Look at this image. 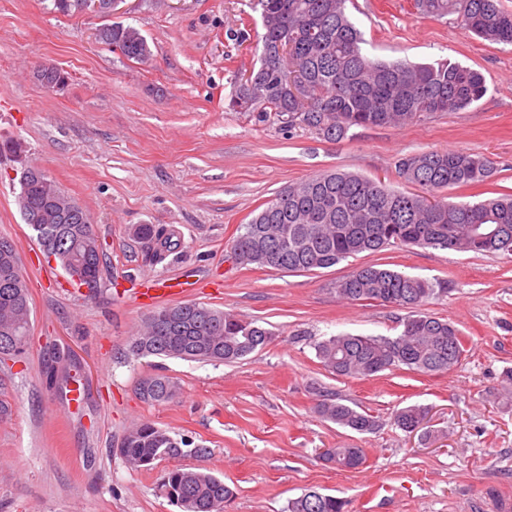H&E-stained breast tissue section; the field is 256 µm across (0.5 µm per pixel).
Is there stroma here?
Returning <instances> with one entry per match:
<instances>
[{
    "label": "stroma",
    "instance_id": "stroma-1",
    "mask_svg": "<svg viewBox=\"0 0 512 512\" xmlns=\"http://www.w3.org/2000/svg\"><path fill=\"white\" fill-rule=\"evenodd\" d=\"M365 51L383 61L448 60L478 70L487 91L461 112L412 124L353 129L326 141L228 103L242 74L258 64L262 24L248 0H125L115 22L137 28L147 63L126 60L96 37L105 20L53 11L52 0H0V237L21 258L32 308L29 348L0 363V512H178L161 495L165 470L201 467L234 491L224 512H287L309 490L367 512L375 486L392 491L374 512H496L512 500V408L494 403L512 367V256L453 249L389 247L317 274L240 266L229 245L256 209L285 184L329 170L350 171L398 189L396 162L429 150L486 156L485 182L451 186L446 197L477 202L512 194V45L493 44L454 17H422L414 0H348ZM68 75L46 89L39 65ZM33 165L88 211L104 252L93 298L59 288L16 201L17 172ZM136 224L176 230L181 245L157 265L133 240ZM447 283L425 313L454 324L467 355L432 376L395 369L365 380L326 371L314 344L338 334L393 336L404 310L339 299L337 280L361 265ZM190 282L186 302L256 321L271 343L233 363L128 356L149 310L132 296L150 279ZM150 374L173 377L179 395L160 405L135 393ZM323 394L374 415L358 434L321 418ZM409 405L428 409L422 439L393 423ZM149 421L209 448L203 458L163 460L136 470L111 447ZM366 449L357 470L321 458L337 446Z\"/></svg>",
    "mask_w": 512,
    "mask_h": 512
}]
</instances>
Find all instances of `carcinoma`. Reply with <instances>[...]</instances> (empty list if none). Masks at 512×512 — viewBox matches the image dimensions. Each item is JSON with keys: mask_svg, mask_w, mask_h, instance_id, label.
Masks as SVG:
<instances>
[{"mask_svg": "<svg viewBox=\"0 0 512 512\" xmlns=\"http://www.w3.org/2000/svg\"><path fill=\"white\" fill-rule=\"evenodd\" d=\"M347 0H252L264 33L259 65L240 79L229 106L238 112L274 117L292 130L302 128L325 140L343 138L354 127L412 123L433 112H460L486 92L482 74L458 63L413 64L375 60L362 48L365 40L350 20ZM421 14L457 22L478 37L512 45V11L499 0H416ZM98 40L128 60L151 56L140 32L120 23L98 29ZM288 47V55L279 47ZM37 77L49 90L65 85L62 71L41 69ZM491 161L456 150H431L405 155L397 175L411 190L395 191L380 181L344 171H327L293 182L261 205L230 244L239 265L270 267L280 262L287 273L328 269L365 252L389 246L455 249L475 254L512 253V197L476 203L448 201L441 192L470 186L491 176ZM70 198L44 173L20 189L22 213L39 218L38 243L60 262L69 276L101 288L103 258L86 211L66 214ZM69 223H61L63 215ZM132 236L147 245L150 261H163L180 246L163 225L137 224ZM18 252H0V355L24 353L31 330L28 282ZM438 284L416 276L364 265L336 281V294L351 302H381L408 311L400 333L391 336L339 334L314 344L315 354L330 373L367 379L393 369L426 375L447 372L465 358L459 329L451 322L420 311L437 294ZM274 333L253 321L204 304L188 302L159 307L132 339L135 357L158 356L195 362L233 363L268 345ZM142 401L162 404L178 392L164 375L138 382ZM499 398L512 406V368L500 376ZM318 413L327 421L357 433H370L373 415L324 398ZM420 405L400 409L394 424L415 431L426 416ZM115 453L136 468L186 455L204 457L210 450L176 439L145 421L126 432ZM322 459L340 470L366 462L363 448H329ZM172 491L180 512H224L233 490L202 468L167 470L160 491ZM339 497L309 490L288 503V512H344Z\"/></svg>", "mask_w": 512, "mask_h": 512, "instance_id": "1", "label": "carcinoma"}]
</instances>
